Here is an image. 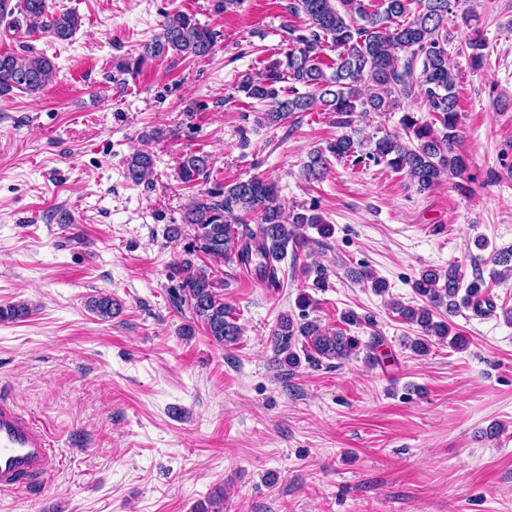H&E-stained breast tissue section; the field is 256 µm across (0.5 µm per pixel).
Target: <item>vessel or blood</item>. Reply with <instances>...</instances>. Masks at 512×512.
<instances>
[{"label": "vessel or blood", "instance_id": "1", "mask_svg": "<svg viewBox=\"0 0 512 512\" xmlns=\"http://www.w3.org/2000/svg\"><path fill=\"white\" fill-rule=\"evenodd\" d=\"M55 466L47 430L0 393V491L37 487Z\"/></svg>", "mask_w": 512, "mask_h": 512}]
</instances>
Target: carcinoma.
Returning <instances> with one entry per match:
<instances>
[{"mask_svg": "<svg viewBox=\"0 0 512 512\" xmlns=\"http://www.w3.org/2000/svg\"><path fill=\"white\" fill-rule=\"evenodd\" d=\"M9 0H0V18L23 15L32 27L42 29L59 41L69 40L81 26L74 11H49L48 0H18L7 9ZM456 0H288L284 7L290 17L303 18V25L288 26V50L253 75L238 76L234 91L260 106L255 123L259 126L282 125L296 112H328L336 116V125L348 128L323 147L310 151L305 173L320 181L330 169V158L345 159L357 165L368 159L394 172H404L420 191H426L445 176L460 177L468 169V159L458 146V101L454 93L455 75L448 63V14ZM217 43L216 33L201 25L192 14L175 12L165 17L162 32L141 47L138 57L127 62V71L138 70L148 59L168 54L184 58H205ZM474 68L484 66L486 43L480 31L466 40ZM336 52L327 63L324 51ZM422 61L418 83H413L414 66ZM56 76L52 60L42 55L0 54V95L14 89L36 95ZM419 86L435 121L424 123L407 112L401 119L404 134H386L380 138H356L355 114L391 112L401 100L412 96ZM126 176L134 183L150 182L154 175L152 154L134 150L125 162ZM209 156L189 152L177 162L178 178L183 183L207 178ZM193 231L192 242L184 247V256L174 269L178 278L174 300L187 306L204 326L207 336L217 345H234L241 327L233 310L224 304L221 289L224 280L196 263L204 254L222 259L254 272L267 288L281 287L280 263L288 245H303V230L314 229L323 238L335 232L316 209H304L285 215L275 182L260 176L236 180L208 190L195 198L185 211L182 224ZM491 278L504 282L512 277V248H503L492 256ZM358 279L370 284L378 295L388 292L387 283L369 270L358 272ZM461 267L451 264L445 271L425 268L413 280L414 293L421 303L392 304V310L418 336L409 348L417 355L430 352L436 344L448 343L458 349L466 343L452 332L450 317L462 308L485 314L496 306L481 297L480 285L464 283ZM298 316L283 314L272 331L270 343L274 361L293 371L300 356L319 364L324 360H345L360 347L358 339L343 331L329 332L308 319L313 306L310 295L301 293L295 302ZM89 309L102 319L119 311V304L108 295L88 302ZM29 314V307L18 302L0 307V321H13ZM194 512H224V489L214 488L198 502Z\"/></svg>", "mask_w": 512, "mask_h": 512, "instance_id": "obj_1", "label": "carcinoma"}]
</instances>
